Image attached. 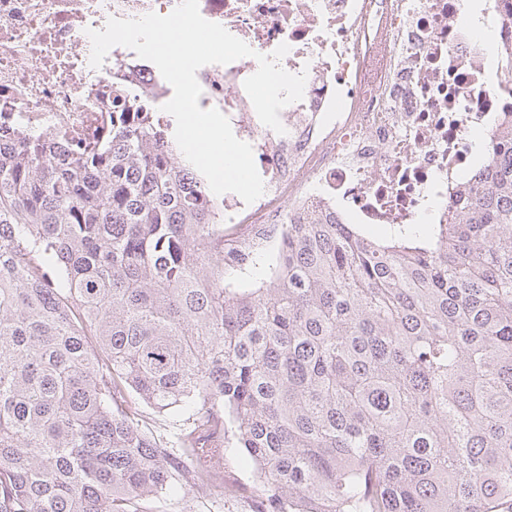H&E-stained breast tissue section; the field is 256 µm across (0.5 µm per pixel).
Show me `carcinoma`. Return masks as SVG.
<instances>
[{"label": "carcinoma", "mask_w": 512, "mask_h": 512, "mask_svg": "<svg viewBox=\"0 0 512 512\" xmlns=\"http://www.w3.org/2000/svg\"><path fill=\"white\" fill-rule=\"evenodd\" d=\"M130 100L72 153L0 135V512H512V141L446 224H289L257 288L224 202ZM185 418L175 440L141 406ZM229 474L246 485L237 497L222 498L216 492L212 494L189 493L182 501H172L165 512H252L253 497L251 490V468L244 463L241 453L232 451L229 455Z\"/></svg>", "instance_id": "obj_1"}]
</instances>
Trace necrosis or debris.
Here are the masks:
<instances>
[{
  "label": "necrosis or debris",
  "instance_id": "1",
  "mask_svg": "<svg viewBox=\"0 0 512 512\" xmlns=\"http://www.w3.org/2000/svg\"><path fill=\"white\" fill-rule=\"evenodd\" d=\"M180 0H0V128L85 146L112 127L113 85L167 103L173 89L132 50L117 46L89 63L86 28L107 20L166 15ZM471 0H199L201 15L256 52L288 53L280 65L306 72L301 101L265 127L243 83L257 61L200 68L201 108L224 112L259 158L263 195L224 198L237 243L316 213L401 229L444 224L468 173L512 134V0H480L496 32L484 45L464 25Z\"/></svg>",
  "mask_w": 512,
  "mask_h": 512
}]
</instances>
